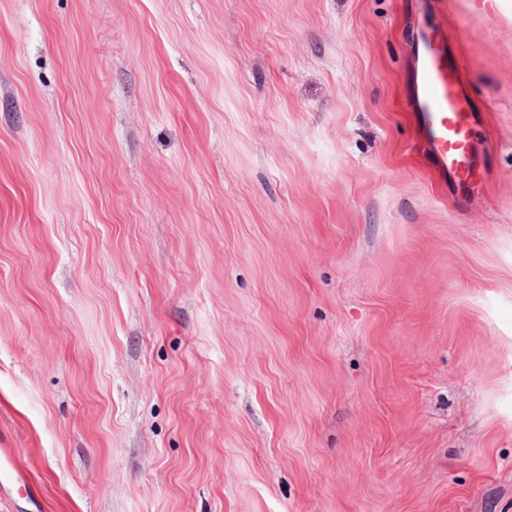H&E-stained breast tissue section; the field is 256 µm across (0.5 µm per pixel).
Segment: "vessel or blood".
Segmentation results:
<instances>
[{
    "label": "vessel or blood",
    "mask_w": 512,
    "mask_h": 512,
    "mask_svg": "<svg viewBox=\"0 0 512 512\" xmlns=\"http://www.w3.org/2000/svg\"><path fill=\"white\" fill-rule=\"evenodd\" d=\"M413 83L406 106L414 112L424 149L459 202L476 199L489 160L479 110L467 90L464 70L431 18L412 33Z\"/></svg>",
    "instance_id": "1"
}]
</instances>
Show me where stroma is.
<instances>
[{
  "mask_svg": "<svg viewBox=\"0 0 512 512\" xmlns=\"http://www.w3.org/2000/svg\"><path fill=\"white\" fill-rule=\"evenodd\" d=\"M485 111L462 205L422 11ZM0 512H512V17L0 0ZM412 43L413 83L406 106L417 117L434 169L457 200L467 203L482 192L489 164L480 111L466 90L461 62L425 14Z\"/></svg>",
  "mask_w": 512,
  "mask_h": 512,
  "instance_id": "1",
  "label": "stroma"
}]
</instances>
